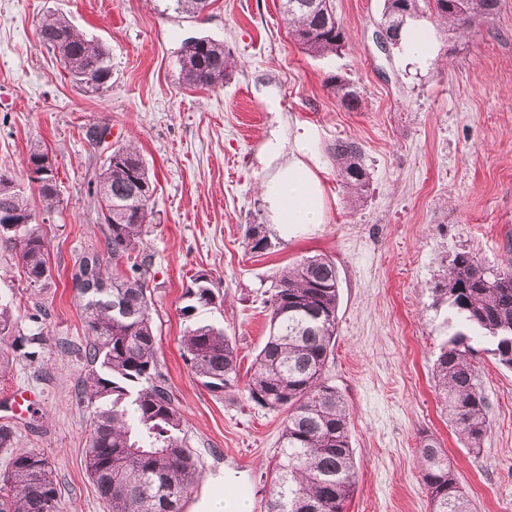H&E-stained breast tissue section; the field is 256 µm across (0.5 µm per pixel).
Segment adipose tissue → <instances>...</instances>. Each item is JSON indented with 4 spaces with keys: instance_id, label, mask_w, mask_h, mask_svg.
<instances>
[{
    "instance_id": "obj_1",
    "label": "adipose tissue",
    "mask_w": 512,
    "mask_h": 512,
    "mask_svg": "<svg viewBox=\"0 0 512 512\" xmlns=\"http://www.w3.org/2000/svg\"><path fill=\"white\" fill-rule=\"evenodd\" d=\"M311 138L309 130H302L288 150L281 133L274 130L260 151V158L269 170L261 183L262 198L271 223L286 237L326 221V197L309 157Z\"/></svg>"
}]
</instances>
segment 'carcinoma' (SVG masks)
Instances as JSON below:
<instances>
[{
    "mask_svg": "<svg viewBox=\"0 0 512 512\" xmlns=\"http://www.w3.org/2000/svg\"><path fill=\"white\" fill-rule=\"evenodd\" d=\"M324 0H281L288 33L307 53H336L347 45L345 30ZM210 0H177L187 15L202 13ZM452 26H472L492 15L499 0H384L382 31L393 45L402 40L407 19L422 12ZM40 43L63 61L72 80L90 93L111 78L109 52L79 33L60 15L38 22ZM230 51L208 37L181 57V77L193 87L224 81L232 67ZM348 109L357 95L344 91L345 81L329 80ZM340 183L362 199L370 185L360 143L338 139L330 148ZM155 184L132 143L112 150L96 178L88 183L96 204L102 245L74 258L71 278L90 276L101 287H74L87 335L78 351L84 370L75 404L89 410L84 466L107 512H181L182 501L201 478V465L183 432V417L169 389L158 357L152 292L147 275L151 258L143 238L152 216ZM45 210L54 207L57 180L40 186ZM12 224L0 223V241L12 247L31 283L50 277L47 247L34 213L21 190L0 192V210ZM252 252L271 247L261 224L249 227ZM436 301L453 309L458 330L442 343L433 380L448 422L471 448L480 447L490 432L487 398L481 388L471 336L489 338L496 362L512 368V268L489 270L468 252H459L430 287ZM269 336L256 355L247 380L249 399L272 412H286L278 439V462L266 501L267 512H344L356 489L354 452L348 405L328 371L334 361L339 282L336 263L317 254L284 269L266 290ZM182 315L224 303L205 273L192 279L184 293ZM38 308L22 329L9 304H0V379L19 361L47 364L51 347ZM182 357L201 384L212 393L238 385L240 369L235 347L224 330L197 323L182 336ZM15 426L0 424V451L8 454L0 472V512H61V491L49 458L33 448L15 447ZM422 481L430 512H471L441 444L424 437L418 449Z\"/></svg>",
    "mask_w": 512,
    "mask_h": 512,
    "instance_id": "obj_1",
    "label": "carcinoma"
}]
</instances>
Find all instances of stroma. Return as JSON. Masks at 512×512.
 <instances>
[{
	"label": "stroma",
	"mask_w": 512,
	"mask_h": 512,
	"mask_svg": "<svg viewBox=\"0 0 512 512\" xmlns=\"http://www.w3.org/2000/svg\"><path fill=\"white\" fill-rule=\"evenodd\" d=\"M348 43L311 56L289 37L279 0H212L199 17L174 0H0V173L40 205L27 179L33 147L55 165L59 200L40 230L51 277L29 285L11 247L0 244V301L47 311L48 362L16 364L0 397L29 388L34 409L14 420L17 445L44 452L61 488L62 512H106L83 464L89 412L73 395L86 333L71 281L74 257L98 244L87 181L113 147L135 141L156 178L143 248L159 357L177 398L202 478L183 512H203L228 487H244L248 512H264L284 416L254 405L244 386L207 391L181 356L190 321L181 309L193 275H209L223 306L203 313L223 327L249 371L269 335L264 292L302 257L330 256L339 281L338 332L329 377L349 406L356 491L345 512H429L418 469L422 437L448 453L472 512H512V369L487 339L472 341L491 431L469 448L453 431L432 382L448 336L449 309L430 284L443 262L470 252L489 269L512 267V0L470 33L422 14L432 51L411 61L383 45V0H333ZM61 14L110 52L112 77L99 93L80 89L38 38L43 16ZM223 42L236 61L223 83L186 86L184 40ZM344 79L360 106L344 107L328 78ZM107 137L92 146L90 126ZM311 129L326 221L290 238L269 230L270 250L252 253L246 231L268 224L259 151L272 130ZM361 143L370 173L350 203L328 147Z\"/></svg>",
	"instance_id": "35a3bbf8"
}]
</instances>
